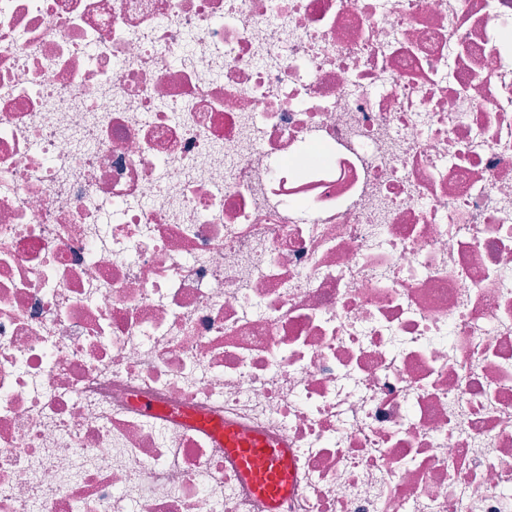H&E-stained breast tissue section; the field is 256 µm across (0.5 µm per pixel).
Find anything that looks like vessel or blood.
Here are the masks:
<instances>
[{"mask_svg":"<svg viewBox=\"0 0 512 512\" xmlns=\"http://www.w3.org/2000/svg\"><path fill=\"white\" fill-rule=\"evenodd\" d=\"M200 426L237 458L244 477L271 507H278L281 500L291 494L294 482L290 452L285 444L270 442L256 434L241 433L221 422L204 420Z\"/></svg>","mask_w":512,"mask_h":512,"instance_id":"1","label":"vessel or blood"}]
</instances>
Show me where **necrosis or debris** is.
I'll return each mask as SVG.
<instances>
[{
    "mask_svg": "<svg viewBox=\"0 0 512 512\" xmlns=\"http://www.w3.org/2000/svg\"><path fill=\"white\" fill-rule=\"evenodd\" d=\"M200 419L512 512V0H0V512H270Z\"/></svg>",
    "mask_w": 512,
    "mask_h": 512,
    "instance_id": "4bbe7bcc",
    "label": "necrosis or debris"
}]
</instances>
